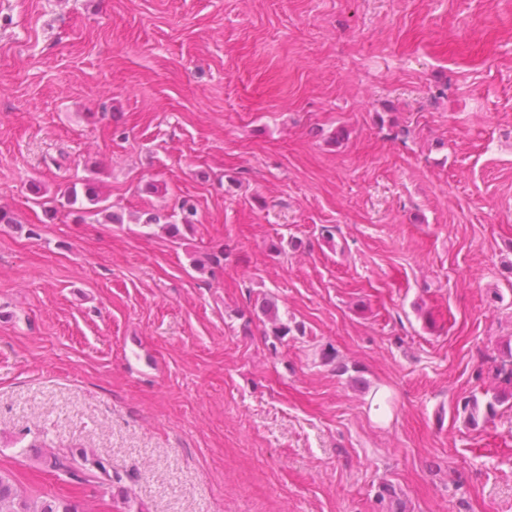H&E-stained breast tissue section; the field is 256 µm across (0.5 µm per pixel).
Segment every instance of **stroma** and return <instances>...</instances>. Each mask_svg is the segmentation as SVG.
Here are the masks:
<instances>
[{"label":"stroma","instance_id":"obj_1","mask_svg":"<svg viewBox=\"0 0 512 512\" xmlns=\"http://www.w3.org/2000/svg\"><path fill=\"white\" fill-rule=\"evenodd\" d=\"M85 179L107 211L36 200ZM185 199L183 236L146 225ZM0 209L22 487L79 512H512V409L454 413L512 338V0H0ZM33 444L114 482L52 479Z\"/></svg>","mask_w":512,"mask_h":512}]
</instances>
